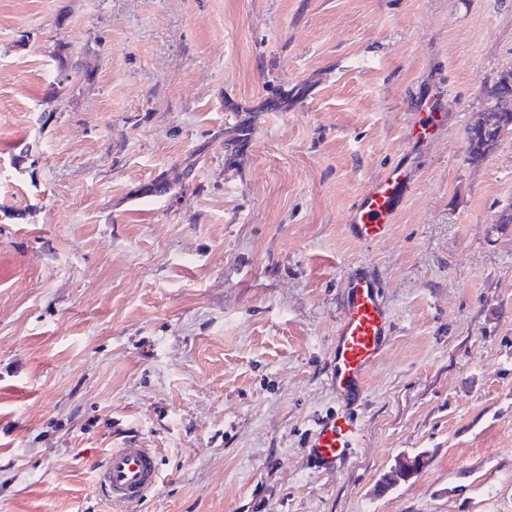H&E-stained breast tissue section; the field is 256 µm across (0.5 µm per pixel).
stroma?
Returning a JSON list of instances; mask_svg holds the SVG:
<instances>
[{
	"instance_id": "obj_1",
	"label": "stroma",
	"mask_w": 512,
	"mask_h": 512,
	"mask_svg": "<svg viewBox=\"0 0 512 512\" xmlns=\"http://www.w3.org/2000/svg\"><path fill=\"white\" fill-rule=\"evenodd\" d=\"M509 71L512 0H0V512H118L130 439L160 479L119 512H512V134L468 144ZM358 271L393 330L321 471ZM442 123V112H435L434 109H429V112H419L410 131L411 138L425 143ZM506 131L512 132V127H509L502 133H498L497 129H488L483 131H475L473 129L469 130V152L476 158H481L484 155H487L496 147L501 136ZM409 182L410 173L405 168L393 167L369 187L348 217L349 228L355 239L372 243L389 234ZM159 480L154 448L131 442L109 451L96 470V485L106 499L116 505L139 501Z\"/></svg>"
}]
</instances>
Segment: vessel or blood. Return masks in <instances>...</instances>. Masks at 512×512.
<instances>
[{
    "mask_svg": "<svg viewBox=\"0 0 512 512\" xmlns=\"http://www.w3.org/2000/svg\"><path fill=\"white\" fill-rule=\"evenodd\" d=\"M442 122V113H419L410 135L427 141ZM409 182L410 174L405 168L393 167L369 187L348 217L355 239L372 243L389 234ZM390 330L391 317L381 300L378 281L366 272L354 274L346 285L344 315L328 355L330 386L341 409L318 423L310 443V455L319 468H335L349 458L355 447V408L365 394L368 374L382 355ZM158 480L155 449L133 442L109 451L96 471L98 489L116 505L142 499Z\"/></svg>",
    "mask_w": 512,
    "mask_h": 512,
    "instance_id": "1",
    "label": "vessel or blood"
}]
</instances>
